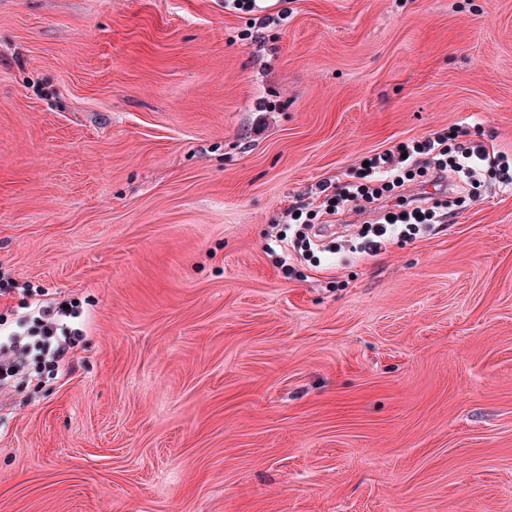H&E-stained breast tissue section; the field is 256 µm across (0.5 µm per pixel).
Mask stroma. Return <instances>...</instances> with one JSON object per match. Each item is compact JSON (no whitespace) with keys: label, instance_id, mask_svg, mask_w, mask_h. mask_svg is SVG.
Returning <instances> with one entry per match:
<instances>
[{"label":"stroma","instance_id":"35a3bbf8","mask_svg":"<svg viewBox=\"0 0 512 512\" xmlns=\"http://www.w3.org/2000/svg\"><path fill=\"white\" fill-rule=\"evenodd\" d=\"M0 0V323L77 298L0 392V512H512V189L302 274L275 224L451 127L512 154V0ZM30 312L13 329L0 324V389L19 378L41 382V372L31 367L30 356L38 353L42 362L57 371L71 367L74 350L83 336V311L72 299L45 298L48 292L24 284L21 288ZM39 297V298H38ZM63 305H69L64 309Z\"/></svg>","mask_w":512,"mask_h":512}]
</instances>
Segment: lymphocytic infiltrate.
<instances>
[{
	"mask_svg": "<svg viewBox=\"0 0 512 512\" xmlns=\"http://www.w3.org/2000/svg\"><path fill=\"white\" fill-rule=\"evenodd\" d=\"M454 129H442L397 143L370 155L367 166L353 168L344 182H321L315 189L318 207L298 201L283 215L278 242L310 245L318 215L339 216L345 211L366 215L355 244L356 252L374 256L388 245L430 232L448 215L446 187L450 179L474 185L484 170H497L499 181L512 185V157L494 146L459 142ZM417 181L436 186L437 194L406 198L405 184ZM30 312L14 328L0 329V389L17 379L40 380L30 363L38 354L55 369L71 367L74 350L83 335V312L77 302L63 304L44 290L23 285Z\"/></svg>",
	"mask_w": 512,
	"mask_h": 512,
	"instance_id": "f902f5d3",
	"label": "lymphocytic infiltrate"
}]
</instances>
